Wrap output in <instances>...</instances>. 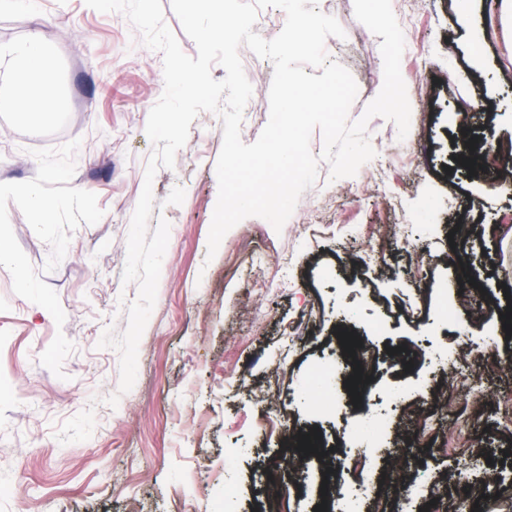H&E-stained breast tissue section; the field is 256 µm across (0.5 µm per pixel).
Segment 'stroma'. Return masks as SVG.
<instances>
[{"mask_svg": "<svg viewBox=\"0 0 512 512\" xmlns=\"http://www.w3.org/2000/svg\"><path fill=\"white\" fill-rule=\"evenodd\" d=\"M403 31L401 73L411 127L375 117L376 155L356 175L330 180L320 163L282 231L249 217L207 242L218 197L223 143L218 114L200 113L174 168L153 180L150 227L170 224L154 308L140 339L133 388L119 394V354L99 348L122 333L138 286L124 283L127 236L154 147L148 114L164 89L163 56L145 47L124 15L85 0H39L36 11L0 12V43L40 33L60 98L58 112L31 117L0 106V512H224V481L240 488L238 512H258L266 472L282 462V434L317 429L329 459L287 465L288 512H314L359 492L357 475L321 495L328 461L360 450L366 416L393 422L399 401L443 380L448 406L434 429L409 428L411 469L446 486V512H500L512 480V423L498 401L512 394V338L500 319L512 293V233L498 232L512 174L469 175L467 140L512 139V22L486 0H391ZM346 36L328 37L330 60L358 85V120L383 83L381 39L354 15L353 0H317ZM253 87L244 143L269 119L270 60L240 48ZM38 189L53 206L46 224L24 203ZM392 248L379 242L392 225ZM467 236L455 237L458 225ZM467 269L489 314L443 318ZM311 309L308 335L289 330ZM351 332L379 363L361 407L344 386L349 370L337 335ZM495 341L509 368L483 373ZM402 347L401 360L390 351ZM336 366L325 398L310 385ZM275 379L278 422L263 425L255 390ZM118 395L117 407L106 399ZM481 484L462 501L461 480Z\"/></svg>", "mask_w": 512, "mask_h": 512, "instance_id": "stroma-1", "label": "stroma"}]
</instances>
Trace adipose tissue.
<instances>
[{
	"label": "adipose tissue",
	"mask_w": 512,
	"mask_h": 512,
	"mask_svg": "<svg viewBox=\"0 0 512 512\" xmlns=\"http://www.w3.org/2000/svg\"><path fill=\"white\" fill-rule=\"evenodd\" d=\"M8 82L10 102L21 111L47 115L58 106L53 72L40 34H31L0 52V82Z\"/></svg>",
	"instance_id": "1"
}]
</instances>
